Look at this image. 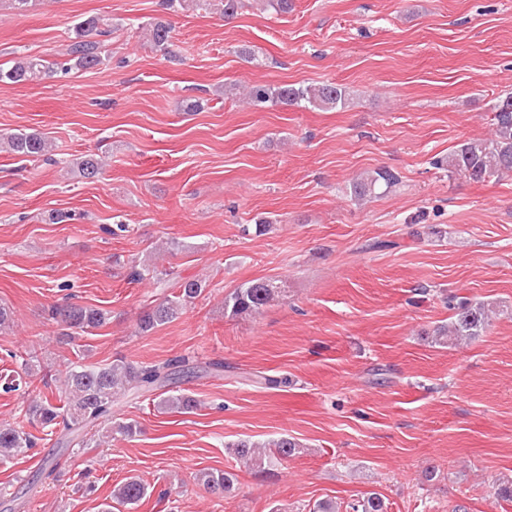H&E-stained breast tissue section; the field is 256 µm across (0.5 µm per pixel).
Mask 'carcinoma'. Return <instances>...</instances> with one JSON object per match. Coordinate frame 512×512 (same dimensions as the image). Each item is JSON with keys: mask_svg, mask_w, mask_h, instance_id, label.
<instances>
[{"mask_svg": "<svg viewBox=\"0 0 512 512\" xmlns=\"http://www.w3.org/2000/svg\"><path fill=\"white\" fill-rule=\"evenodd\" d=\"M169 7L179 5L185 9L218 10L229 18L239 7L240 0H167ZM148 39L157 47L169 44L172 38V25L163 20L150 23L146 28ZM105 31L99 27V20L91 17L77 22L73 27V41L68 45V59L59 64L37 56L17 57L12 66L0 68V83L32 82L54 72L55 67L68 72L72 69H95L106 61L101 42L94 36H102ZM252 97L261 102L287 105L307 104L317 109H336L347 102L346 89L336 83L288 84L255 87ZM493 134L487 139H474L459 144L457 149L445 158H438L433 165L448 172L449 176H459L473 181L486 178H500L512 175V93L496 99L492 110ZM26 157L38 158L52 152L51 143L37 133H10L0 135V147ZM79 175L86 179L97 176L99 162L91 155L76 162ZM399 181L397 174L389 169H379L367 174L350 186L351 195L362 200L376 188H391ZM279 286L273 279L249 281L224 298V311L235 317L252 316L273 300ZM201 285L196 280H188L179 286V293L165 299L140 317V329L153 330L176 318L185 306L198 297ZM449 307L454 310L453 320L448 326L436 329L434 340L445 345L448 342L471 340L481 335L489 325L490 313L494 306L490 303L467 300L454 301L449 298ZM49 318L67 331V336L87 333L104 325L106 313L100 309L78 304L53 305L48 311ZM195 370L190 360L182 357L163 366L135 365L124 359H115L109 364L95 366L76 361L70 363L66 371L64 387L58 397H46L33 402L29 409V419L42 428L54 431L63 427L62 444L67 448H82L84 440L80 431L96 422L112 419V406L118 399L143 393L154 392L170 385L178 376H188ZM165 408L189 410L195 400L184 394L168 395L159 401ZM32 447L26 433L13 428H0V461L17 457ZM230 453L238 460L260 468L267 463L268 456L261 452L262 444L241 439L227 445ZM196 480L212 493H226L234 484V476L221 470L202 471ZM147 495L146 485L136 477H130L115 486L108 500L102 503L103 512H112V502L124 506L138 505ZM384 501L372 494L360 504L352 506L353 512H384Z\"/></svg>", "mask_w": 512, "mask_h": 512, "instance_id": "1", "label": "carcinoma"}]
</instances>
